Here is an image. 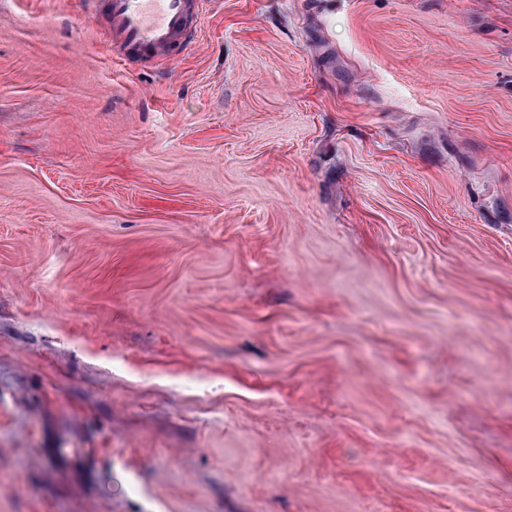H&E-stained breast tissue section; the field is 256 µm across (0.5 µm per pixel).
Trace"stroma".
<instances>
[{
    "label": "stroma",
    "instance_id": "obj_1",
    "mask_svg": "<svg viewBox=\"0 0 512 512\" xmlns=\"http://www.w3.org/2000/svg\"><path fill=\"white\" fill-rule=\"evenodd\" d=\"M0 512H512V0H0ZM207 0H81L90 18L106 16L113 49L142 63L175 60L194 43Z\"/></svg>",
    "mask_w": 512,
    "mask_h": 512
}]
</instances>
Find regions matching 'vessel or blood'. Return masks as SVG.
I'll list each match as a JSON object with an SVG mask.
<instances>
[{"mask_svg": "<svg viewBox=\"0 0 512 512\" xmlns=\"http://www.w3.org/2000/svg\"><path fill=\"white\" fill-rule=\"evenodd\" d=\"M207 0H81L90 18L105 16L111 43L124 57L151 63L188 53Z\"/></svg>", "mask_w": 512, "mask_h": 512, "instance_id": "obj_1", "label": "vessel or blood"}]
</instances>
